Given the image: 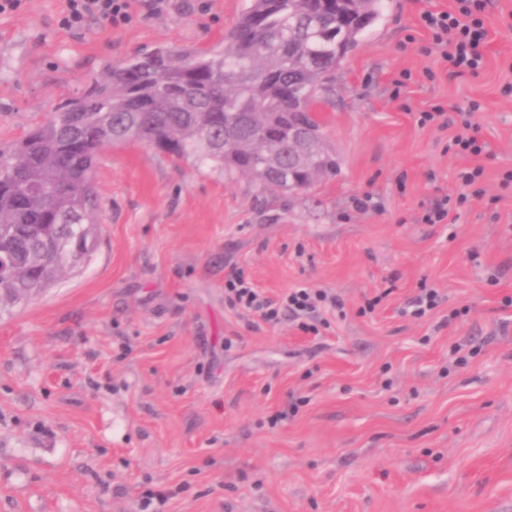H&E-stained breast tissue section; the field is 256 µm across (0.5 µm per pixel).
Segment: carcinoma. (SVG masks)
<instances>
[{
	"instance_id": "obj_1",
	"label": "carcinoma",
	"mask_w": 512,
	"mask_h": 512,
	"mask_svg": "<svg viewBox=\"0 0 512 512\" xmlns=\"http://www.w3.org/2000/svg\"><path fill=\"white\" fill-rule=\"evenodd\" d=\"M380 10L381 0H249L223 41L139 51L0 144V297L30 299L91 255L103 212L96 168L108 147L142 143L265 187L264 158L229 130L270 134L283 192L307 188L290 129L324 133L323 116H313L320 94Z\"/></svg>"
}]
</instances>
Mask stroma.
Masks as SVG:
<instances>
[{
  "instance_id": "obj_1",
  "label": "stroma",
  "mask_w": 512,
  "mask_h": 512,
  "mask_svg": "<svg viewBox=\"0 0 512 512\" xmlns=\"http://www.w3.org/2000/svg\"><path fill=\"white\" fill-rule=\"evenodd\" d=\"M247 3L171 0L75 30L62 0L0 15V142L137 51L218 41ZM453 5L387 0L319 106L338 170L306 190L140 143L101 154L89 260L0 308V512H139L157 490L159 512H512V0H489L485 66L455 79L419 26ZM472 101L476 160L456 154L457 126L419 122ZM477 165L484 194L464 197ZM446 196L447 224L422 223ZM234 269L271 297L334 292L344 314L323 336L251 328L224 303ZM425 285L443 303L402 315Z\"/></svg>"
}]
</instances>
